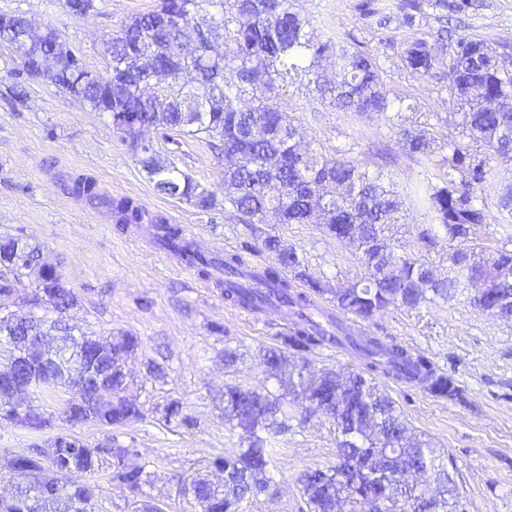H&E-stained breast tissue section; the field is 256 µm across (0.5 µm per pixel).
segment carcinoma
<instances>
[{"label":"carcinoma","instance_id":"carcinoma-1","mask_svg":"<svg viewBox=\"0 0 512 512\" xmlns=\"http://www.w3.org/2000/svg\"><path fill=\"white\" fill-rule=\"evenodd\" d=\"M440 23L436 32L414 35L401 43V57L418 78L433 76L437 59L448 57V93L459 104L464 140L450 139L442 158L443 174L404 193L346 153L326 155L304 149L302 125L281 109L280 97L292 85L305 86L337 112L357 117L391 119L394 101L381 80L370 50L329 36L315 41L310 20L292 10L291 0H161L159 9L133 16L104 42L112 74L83 79L69 58L56 55L60 34L46 29L36 47L24 37L27 19L12 16L13 32L0 41L24 60L23 70L69 92L96 112H133L148 128L203 135L219 142L224 157V213L241 224H263L270 204L279 205L282 224H320L328 236L347 245L358 257L364 276L340 288H326L303 269L295 249L276 235L262 244L272 258L255 276L244 272L240 254L210 256L183 236L182 229L156 216L135 200L113 198L95 182L76 178L71 192L91 205L103 206L120 228L149 221L157 244L189 262L198 276L224 273V300L240 308L288 309L297 320L280 337V346L261 355L260 365L275 390L224 386V423L239 432L242 449L215 459L224 483L197 474L181 489L192 512H244V504L268 493L275 448L288 433V405L301 403V421L321 416L336 426L337 463L309 468L299 478L307 512H359L376 498L384 512H465L455 481L443 458L423 442H410L407 422L395 401L376 384L392 377L418 385L429 395L452 402L464 390L425 354L377 336H338L307 326L304 311L313 299L331 294L336 310L362 322L390 308L416 310L456 297L465 282L484 288L483 305L512 322V249H497L478 264L464 263L468 243L488 224L477 190L494 176L476 148L487 154L512 152V71L487 41L459 33L453 17L474 7V0H432ZM400 23L410 31L420 26L421 0H397ZM195 34L198 53H182V38ZM403 149L418 160L431 161L423 135L400 130ZM154 190L186 202L200 212L217 205L215 195L175 163L164 164L156 152L136 154ZM422 212L417 241L424 253H406L393 263L386 232L398 221L404 201ZM448 244V275L432 276L424 254ZM39 245L19 233L0 238V341L11 345L14 361L0 363V421L28 431H54L44 447L20 454L12 462V478L21 494L0 500V512H92L96 486L71 489L64 484L72 470L92 476L108 464L109 481L127 497L135 512H158L146 499L144 467L137 450L111 439L89 446L74 429L87 423L105 428L124 426L144 417L125 395L123 362L139 345L135 336H88L81 347L71 342L68 312L76 305L60 274L43 268ZM27 270L37 282L22 300L26 314L11 310ZM306 283L294 287L286 275ZM347 345L363 361L359 371L316 368L306 357L316 347ZM294 359V370L282 366ZM85 363L106 372L112 401L88 411L55 416L31 406L10 407L14 384L59 386L64 370ZM64 427H58V423Z\"/></svg>","mask_w":512,"mask_h":512}]
</instances>
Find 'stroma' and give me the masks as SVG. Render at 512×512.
I'll return each mask as SVG.
<instances>
[{"instance_id":"35a3bbf8","label":"stroma","mask_w":512,"mask_h":512,"mask_svg":"<svg viewBox=\"0 0 512 512\" xmlns=\"http://www.w3.org/2000/svg\"><path fill=\"white\" fill-rule=\"evenodd\" d=\"M359 0H293L315 34L356 41L377 55L391 99L408 97L417 111L400 122L350 118L309 98L303 87H290L282 98L289 117L300 122L316 149L349 151L362 166L379 171L399 191L423 182L424 168L406 155L400 128L426 135L433 161L447 154L456 104L448 94V61L420 80L404 66L398 45L409 35L391 23L357 9ZM159 0H94L83 16L69 12L64 0H0V14L23 15L36 32L51 27L83 66L108 75L110 59L102 43L132 16L157 8ZM468 33L512 46V0H479L464 18ZM392 37L385 45L384 37ZM22 64L0 45V237L24 232L41 244L50 262L77 296L69 319L76 333L132 335L137 350L127 358L125 394L144 417L112 430L93 424L79 435L89 445L109 439L136 448L146 464L147 493L166 512H189L179 496L180 481L196 474L223 481L216 457L239 451L240 438L224 423L225 385L261 388L263 350L278 345L287 332L279 311L253 315L225 302L212 282L178 268L153 243L146 226L119 230L111 215L75 198L67 178L82 177L114 197L141 202L150 214L179 225L187 238L212 253L251 246L250 258L265 266L262 234L277 235L295 248L310 276L330 288L353 281L362 272L351 249L313 224L262 225L252 229L224 215L223 206L202 213L186 203L159 195L108 115L92 111L65 90L38 78H18ZM159 155L172 159L195 181L224 196V162L208 138L175 134L164 141L153 133ZM499 179L479 191L489 216L479 230L478 253L512 247V214L500 206L502 181H512V155L492 156ZM369 335L392 338L429 356L465 389L464 402L431 397L415 385L379 378L380 388L396 402L412 434L430 440L453 474L468 512H512V323L472 307L465 296L418 310L391 308L366 323ZM238 349L237 368L224 367V348ZM179 402L190 422L166 420L164 409ZM276 450L274 479L279 493L248 502L245 512H305L298 478L308 468L336 463V427L325 418L292 419ZM45 434L0 423V496L13 483L8 463L28 448L43 444Z\"/></svg>"}]
</instances>
